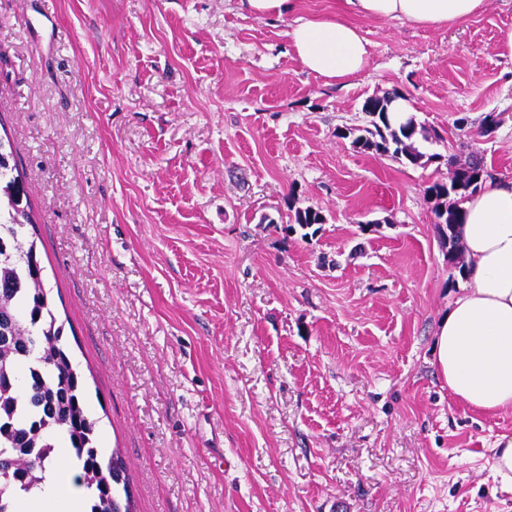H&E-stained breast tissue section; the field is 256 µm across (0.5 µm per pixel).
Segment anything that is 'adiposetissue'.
<instances>
[{
	"instance_id": "obj_1",
	"label": "adipose tissue",
	"mask_w": 512,
	"mask_h": 512,
	"mask_svg": "<svg viewBox=\"0 0 512 512\" xmlns=\"http://www.w3.org/2000/svg\"><path fill=\"white\" fill-rule=\"evenodd\" d=\"M485 0H345L347 12L377 21L438 27L466 21ZM309 72L342 82L366 64L365 40L339 16L299 18L287 32ZM460 227L467 285L435 335L434 365L451 393L483 413L512 410V180H486L463 204ZM67 453L46 462L41 490L17 512H84Z\"/></svg>"
}]
</instances>
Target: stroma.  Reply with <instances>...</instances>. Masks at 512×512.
Masks as SVG:
<instances>
[{"label":"stroma","instance_id":"1","mask_svg":"<svg viewBox=\"0 0 512 512\" xmlns=\"http://www.w3.org/2000/svg\"><path fill=\"white\" fill-rule=\"evenodd\" d=\"M296 5L0 0V125L101 444L136 512H512L490 451L512 411L471 409L433 364L464 281L425 192L466 145L512 179V0L355 18L367 63L341 83L286 32L343 0ZM391 92L427 164L345 138ZM250 13L259 17H283L294 9L295 0H239Z\"/></svg>","mask_w":512,"mask_h":512}]
</instances>
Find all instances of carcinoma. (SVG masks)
I'll return each instance as SVG.
<instances>
[{"label": "carcinoma", "instance_id": "1", "mask_svg": "<svg viewBox=\"0 0 512 512\" xmlns=\"http://www.w3.org/2000/svg\"><path fill=\"white\" fill-rule=\"evenodd\" d=\"M373 129L352 136L362 151L390 155L408 165L422 164L425 154L415 145L416 129L393 126L383 111L385 99H367ZM454 178L435 182L427 193L455 202L435 211V224L448 249L460 243V204L473 191L472 181L489 176L484 158L475 151L448 158ZM10 142L0 138V512H14L18 496L39 488L45 462L57 454L59 435L66 436L76 460V482L89 492V512H132L127 466L118 449L104 453L96 421L86 412L85 381L63 344L64 323L54 313L50 288L30 214H21L3 198L4 190L24 192ZM294 223L310 229L323 223L321 212L298 210Z\"/></svg>", "mask_w": 512, "mask_h": 512}]
</instances>
